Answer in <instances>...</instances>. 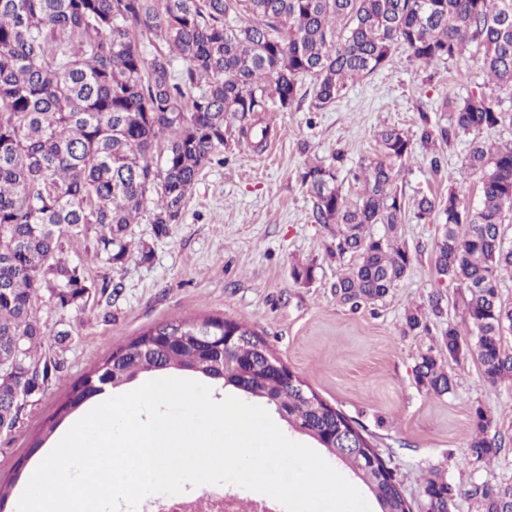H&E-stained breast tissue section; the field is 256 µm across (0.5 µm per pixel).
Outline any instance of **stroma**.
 Segmentation results:
<instances>
[{"label": "stroma", "instance_id": "stroma-1", "mask_svg": "<svg viewBox=\"0 0 512 512\" xmlns=\"http://www.w3.org/2000/svg\"><path fill=\"white\" fill-rule=\"evenodd\" d=\"M303 89L300 107L254 115V122L270 128L264 151L238 135L227 142L225 163L202 172L166 235H155L152 207L142 210L129 234L146 244L148 258L135 253L118 265L97 258L96 226L66 239L65 257L81 263L95 293L85 305L64 311L39 300L41 322L70 337L52 350L62 367L58 379L28 397L15 427L0 433L1 481L20 459L35 465L45 458V451L31 452L33 439L95 361L162 322L219 317L246 322L323 400L371 436L412 512H427L422 484L432 473L459 488L452 512H476L467 495L473 484H512V380L485 382L473 359L449 363L452 393L429 394L415 380L420 351L440 341L447 322L462 319L458 291L433 270L440 217L421 223L405 217L402 239L413 255L407 275L382 301L353 311L332 292L345 270L328 254L337 228L314 222L311 197L299 179L309 159L339 151L347 171L358 172L361 159L378 151L376 131L394 125L413 134L420 110L428 111L433 125H447V113L437 109L445 98L481 93L510 111L512 93L490 81L474 46L457 60L431 66L397 48L386 66L348 84L321 110L312 105L311 79H304ZM469 143L464 137L450 145L437 142L432 151L416 148L395 182L405 202L422 192L447 193L453 185L476 205L479 175L463 163ZM435 154L442 165L437 174L430 166ZM300 262L315 266L310 284L291 276ZM105 286L111 296L101 295ZM435 293L443 296L444 321L405 331L406 309L427 304ZM478 406L493 415L492 432L501 444L498 456L483 466L467 448Z\"/></svg>", "mask_w": 512, "mask_h": 512}]
</instances>
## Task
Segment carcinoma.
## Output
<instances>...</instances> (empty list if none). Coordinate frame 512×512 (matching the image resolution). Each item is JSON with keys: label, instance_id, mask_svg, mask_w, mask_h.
<instances>
[{"label": "carcinoma", "instance_id": "1", "mask_svg": "<svg viewBox=\"0 0 512 512\" xmlns=\"http://www.w3.org/2000/svg\"><path fill=\"white\" fill-rule=\"evenodd\" d=\"M161 38L170 53L147 58L145 43ZM471 44L499 89L512 93V0H0V427L12 429L28 396L58 377L61 366L41 353L63 344L37 317L42 295L61 309L87 302L92 285L81 264L62 257L77 229L98 226L96 254L121 264L130 253L129 225L150 195L158 236L179 221L202 171L223 153L231 121L286 112L300 99L303 78H314V103L323 109L347 83L384 67L395 48L430 65L454 60ZM182 59L174 73L172 57ZM448 125L433 127L419 114L418 137L384 126L380 153L360 163L361 193L351 201L339 183L344 154L302 167L299 178L317 224L339 226L336 251L356 257L332 285L338 302L357 310L383 300L406 275L413 257L400 240L405 203L393 185L416 147L509 123L512 113L473 94L448 99ZM466 161L480 174L478 208L454 186L422 193L413 217H442L433 245L438 279L460 288L463 322H448L439 346L419 353V386L437 396L453 391L445 360L473 358L490 384L512 380V306L500 297L501 276L512 270L503 224L512 213V144L494 150L471 142ZM382 226V233L370 228ZM444 321L442 296L407 309L404 327ZM233 336L224 350L239 369L224 386L275 409L288 430L312 439L344 465L374 498L377 512H412L394 473L369 438L354 432L346 454L342 430L352 421L324 402L247 324L221 318L166 321L113 349L44 422L31 447H42L105 383L113 390L167 371L217 379L212 357L195 341L204 328ZM467 446L477 463L500 452L489 436L494 417L472 413ZM428 512H449L457 487L443 476L425 479ZM478 512H512V485L470 490Z\"/></svg>", "mask_w": 512, "mask_h": 512}]
</instances>
